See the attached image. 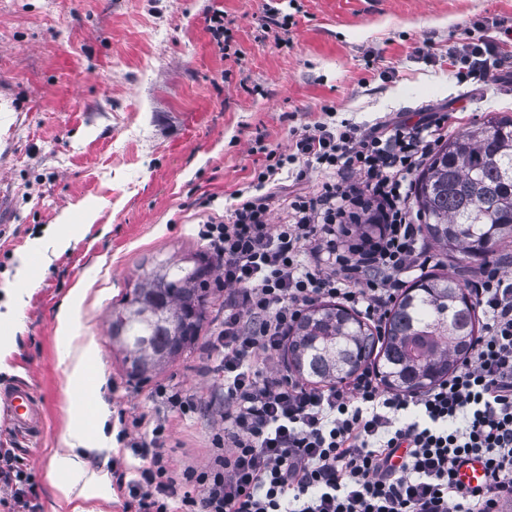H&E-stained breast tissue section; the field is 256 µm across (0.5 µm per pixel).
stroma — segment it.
Instances as JSON below:
<instances>
[{"label":"stroma","instance_id":"obj_1","mask_svg":"<svg viewBox=\"0 0 512 512\" xmlns=\"http://www.w3.org/2000/svg\"><path fill=\"white\" fill-rule=\"evenodd\" d=\"M263 0H0V300L22 288L0 338V389L28 385L41 423L0 448L30 475L38 512H53L46 470L63 453L71 406L55 317L87 289L78 334L94 339L114 434H150L165 421L175 473L203 471L221 453L224 379L210 346L224 311L213 273L206 318L191 346L150 378H130L110 336L112 312L155 261L207 251L198 235L224 220L263 152L287 151L323 120L365 130L445 114L448 135L512 116V44L495 80H460L448 53L491 42L512 25V0H296L295 23L260 34ZM231 22V54L207 29ZM97 213L83 224L81 209ZM71 211V225L58 224ZM79 238L64 250L55 239ZM34 267L16 277L19 258ZM194 403L181 413L159 396Z\"/></svg>","mask_w":512,"mask_h":512}]
</instances>
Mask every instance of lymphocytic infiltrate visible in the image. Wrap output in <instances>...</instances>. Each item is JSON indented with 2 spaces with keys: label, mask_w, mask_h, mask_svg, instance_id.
Returning <instances> with one entry per match:
<instances>
[{
  "label": "lymphocytic infiltrate",
  "mask_w": 512,
  "mask_h": 512,
  "mask_svg": "<svg viewBox=\"0 0 512 512\" xmlns=\"http://www.w3.org/2000/svg\"><path fill=\"white\" fill-rule=\"evenodd\" d=\"M467 74L495 77L497 43H466L449 58ZM441 121L406 128L315 122L289 152L267 151L251 188L237 191L228 220L200 237L224 260V317L215 345L224 374V455L175 479L164 423L135 441L138 479L113 471L137 512H512V277L506 258L470 282L486 317L471 354L420 392L384 390L369 367L344 384L311 387L268 361L314 303L333 298L385 322L408 271L431 257L406 199ZM324 175L312 196L280 197L281 175ZM279 222H272V212ZM377 224L375 238L346 243L348 227ZM482 459L474 489L460 467ZM27 474L0 448V506L35 512ZM199 487V495L180 490ZM179 509H172V501Z\"/></svg>",
  "instance_id": "lymphocytic-infiltrate-1"
}]
</instances>
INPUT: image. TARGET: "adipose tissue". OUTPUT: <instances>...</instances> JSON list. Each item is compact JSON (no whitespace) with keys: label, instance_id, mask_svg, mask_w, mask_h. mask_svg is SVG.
Wrapping results in <instances>:
<instances>
[{"label":"adipose tissue","instance_id":"1","mask_svg":"<svg viewBox=\"0 0 512 512\" xmlns=\"http://www.w3.org/2000/svg\"><path fill=\"white\" fill-rule=\"evenodd\" d=\"M82 301L81 289H74L56 317L57 338L64 344L67 381L71 388L87 392L85 405L71 408L70 423L63 436L65 454L53 456L47 474L58 506L69 512H90L91 501L104 497L102 477L87 465L92 455H108L112 449L111 412L96 390L103 384L98 348L94 340H78L76 315Z\"/></svg>","mask_w":512,"mask_h":512}]
</instances>
